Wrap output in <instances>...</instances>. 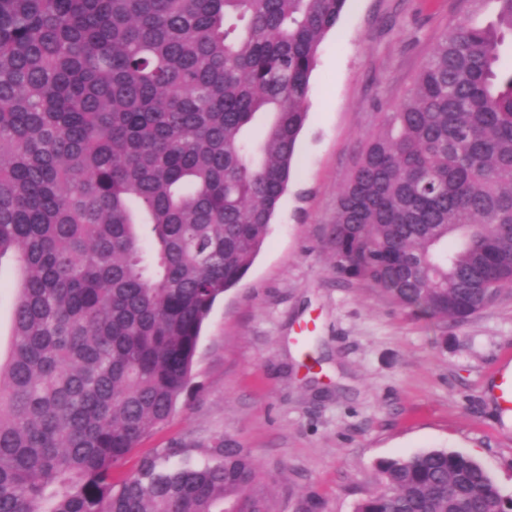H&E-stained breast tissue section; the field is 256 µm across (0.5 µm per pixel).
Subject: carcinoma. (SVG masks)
<instances>
[{"label": "carcinoma", "instance_id": "obj_1", "mask_svg": "<svg viewBox=\"0 0 512 512\" xmlns=\"http://www.w3.org/2000/svg\"><path fill=\"white\" fill-rule=\"evenodd\" d=\"M346 0H0V512H274L252 454L131 451L190 382L203 324L288 190ZM443 34L364 146L324 241L336 276L463 323L512 287V0ZM354 512H509L471 457L377 466ZM315 493L294 512H322ZM13 279L12 268L4 265L0 280V353L2 357L7 352L10 340V320L14 302Z\"/></svg>", "mask_w": 512, "mask_h": 512}]
</instances>
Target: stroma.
Wrapping results in <instances>:
<instances>
[{
	"label": "stroma",
	"mask_w": 512,
	"mask_h": 512,
	"mask_svg": "<svg viewBox=\"0 0 512 512\" xmlns=\"http://www.w3.org/2000/svg\"><path fill=\"white\" fill-rule=\"evenodd\" d=\"M494 16L471 0H346L321 44L295 172L268 240L203 328L168 423L129 455L198 463L216 436L251 450L275 512L313 492L353 512L376 465L446 449L512 496V411L488 387L512 370V288L461 324L437 327L336 277L324 249L336 193L367 138L413 85L440 35Z\"/></svg>",
	"instance_id": "35a3bbf8"
}]
</instances>
